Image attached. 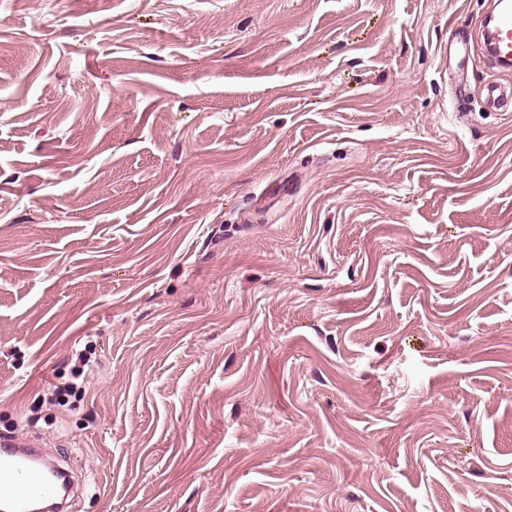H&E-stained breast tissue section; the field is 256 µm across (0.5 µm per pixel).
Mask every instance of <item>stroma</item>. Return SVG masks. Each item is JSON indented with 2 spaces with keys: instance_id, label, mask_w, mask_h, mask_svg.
Segmentation results:
<instances>
[{
  "instance_id": "stroma-1",
  "label": "stroma",
  "mask_w": 512,
  "mask_h": 512,
  "mask_svg": "<svg viewBox=\"0 0 512 512\" xmlns=\"http://www.w3.org/2000/svg\"><path fill=\"white\" fill-rule=\"evenodd\" d=\"M487 3L0 0V437L70 512H512ZM91 343L87 342L83 349L72 350V357H75V365L72 370L73 380L67 386L63 387L58 391V397L63 398L64 396H70L82 389L81 384L84 382L85 374L89 370V363L91 361L92 346ZM85 367L87 370L85 372ZM79 381H81L79 383Z\"/></svg>"
}]
</instances>
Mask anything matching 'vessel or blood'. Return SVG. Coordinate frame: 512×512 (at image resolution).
Instances as JSON below:
<instances>
[{
	"label": "vessel or blood",
	"mask_w": 512,
	"mask_h": 512,
	"mask_svg": "<svg viewBox=\"0 0 512 512\" xmlns=\"http://www.w3.org/2000/svg\"><path fill=\"white\" fill-rule=\"evenodd\" d=\"M482 50L492 67L512 68V0H497V11L480 26ZM46 463L15 438L0 440V506L32 512L33 504L62 502L64 494L46 473Z\"/></svg>",
	"instance_id": "obj_1"
}]
</instances>
